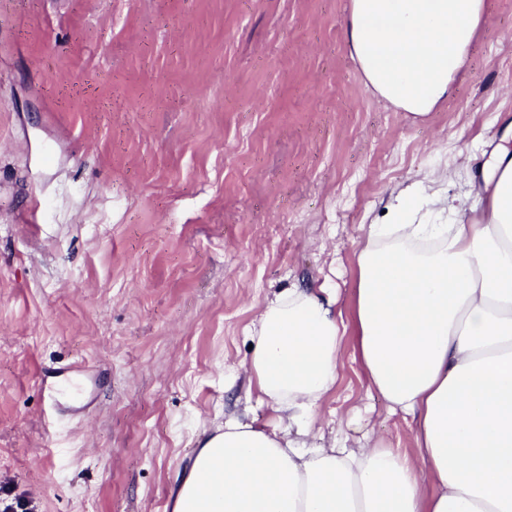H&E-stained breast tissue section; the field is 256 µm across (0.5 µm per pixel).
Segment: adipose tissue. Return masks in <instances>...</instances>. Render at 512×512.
Returning <instances> with one entry per match:
<instances>
[{
    "instance_id": "obj_1",
    "label": "adipose tissue",
    "mask_w": 512,
    "mask_h": 512,
    "mask_svg": "<svg viewBox=\"0 0 512 512\" xmlns=\"http://www.w3.org/2000/svg\"><path fill=\"white\" fill-rule=\"evenodd\" d=\"M486 10L351 0L350 52L381 101L424 115L451 95ZM482 178L485 205L456 224L414 223V192L398 193L357 255L353 359L412 422L414 451L318 428L350 328L329 286L288 288L246 334L248 387L272 423L212 430L171 512H512V151Z\"/></svg>"
}]
</instances>
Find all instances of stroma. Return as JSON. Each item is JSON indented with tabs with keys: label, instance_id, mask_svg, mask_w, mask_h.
<instances>
[{
	"label": "stroma",
	"instance_id": "35a3bbf8",
	"mask_svg": "<svg viewBox=\"0 0 512 512\" xmlns=\"http://www.w3.org/2000/svg\"><path fill=\"white\" fill-rule=\"evenodd\" d=\"M349 9L0 0V512H170L208 429L271 421L243 370L265 301L328 278L352 322L393 191L425 190L418 224L478 205L512 128V0L424 116L366 84ZM355 347L323 428L413 451Z\"/></svg>",
	"mask_w": 512,
	"mask_h": 512
}]
</instances>
